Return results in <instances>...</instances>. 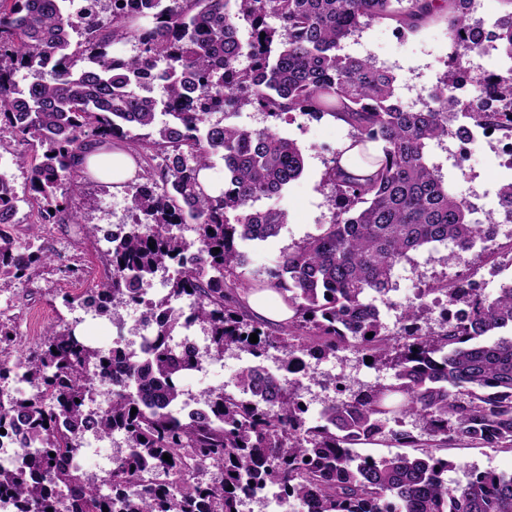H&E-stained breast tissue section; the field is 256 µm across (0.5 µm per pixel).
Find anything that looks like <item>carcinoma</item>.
Returning a JSON list of instances; mask_svg holds the SVG:
<instances>
[{
	"mask_svg": "<svg viewBox=\"0 0 512 512\" xmlns=\"http://www.w3.org/2000/svg\"><path fill=\"white\" fill-rule=\"evenodd\" d=\"M470 2L93 0L96 9L75 17L70 0H0V149L6 137L40 148L16 156L28 171L25 196L0 185V288L30 280L52 260L34 245L40 227L82 224L95 236L98 227L66 204L87 176L78 158L99 142H122L138 167L124 183L130 227L102 252L97 289L81 304L100 314L138 306L153 329L143 362L118 344L106 351L70 328L48 330L19 361L35 388L22 395L2 386L18 331L0 322V439L14 448L12 464L0 465V496L14 512H241L243 494L267 488L284 503H312L313 512H512V474L473 470L452 486L451 463L437 455L454 438L512 448V335L496 336L512 329V281L427 332L418 325L425 304L408 305L392 330L372 303L393 290V271L410 253L450 243L443 261L458 262L497 225L512 224V182L500 187L497 209L473 221V205L426 160L431 142H465L484 126L512 138V11L485 28L470 23ZM440 10L448 13L447 70L417 112L395 98L389 70L340 53L343 40L374 21L412 32ZM74 32L83 41L73 50ZM132 40L135 54H110L112 44ZM489 47L507 62L494 74H470L466 60ZM20 69L30 74L22 87L13 79ZM148 71L162 84L159 100L135 84ZM247 108L275 123L342 121L351 129L345 151L372 170L347 174L345 151H334L324 171L330 223L250 277L241 244L275 237L286 223L283 210L255 203L297 179L304 156L273 127L210 121ZM216 156L224 189L212 196L199 174ZM32 200L38 210L22 241L16 215ZM184 224L195 225L196 239L182 236ZM171 265L167 293L147 294ZM458 285L437 280L420 297L439 292L455 302ZM266 289L293 312L272 331L252 320L245 302ZM185 298L187 314L173 305ZM195 323L206 331L203 353L172 343L176 329ZM230 349L256 362L234 390L208 392L196 415L178 414L182 375ZM338 352L371 358L367 366L391 372V381L355 390L336 383L341 397L311 426L299 397L306 358ZM269 358L279 372L266 370ZM106 382L105 406L90 408ZM409 418L428 439L405 428ZM88 434L123 439L99 481L70 464ZM388 438L419 454L358 451ZM205 472L214 476L199 478Z\"/></svg>",
	"mask_w": 512,
	"mask_h": 512,
	"instance_id": "carcinoma-1",
	"label": "carcinoma"
}]
</instances>
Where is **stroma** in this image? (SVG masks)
<instances>
[{
	"label": "stroma",
	"mask_w": 512,
	"mask_h": 512,
	"mask_svg": "<svg viewBox=\"0 0 512 512\" xmlns=\"http://www.w3.org/2000/svg\"><path fill=\"white\" fill-rule=\"evenodd\" d=\"M344 51L354 56L372 57L378 65L390 70L397 78L396 94L402 105L420 108L445 69L449 52L447 14L443 11L434 14L412 33L398 32L391 20L373 23L347 40ZM277 131L301 148L304 171L275 200L287 214V221L278 235L264 242L243 244L246 269L252 273L264 271L281 251L292 248L315 234L320 225L330 222L331 188L323 181L325 163L332 152L350 138L349 126L329 116L319 120L301 116L291 124L279 123ZM429 161L444 182L454 185L462 195H477L474 217L479 221L496 208L500 186L512 180V170L504 166L502 157L485 141L474 143L472 157L464 167L454 166L444 141L432 144ZM69 206L85 214L91 223L119 224L127 215V195L124 189L111 184L91 183L83 192L70 197ZM41 242L53 253V261L40 268L29 282L0 290V318L11 320L16 326L18 342L22 345L36 341L50 327L66 324L93 346L103 350L112 348L118 328H132L131 310H119L117 316L112 317L87 311L80 303L85 283L98 280L100 276L101 253L107 247L106 242L87 237L78 224L48 225ZM447 253V246H429L413 253L410 260L395 268L394 288L387 303L379 307L387 326H394L402 307L416 300L425 283L445 280L469 269L474 274L487 275L485 293L491 296L501 284L512 280V267L504 265L501 256H488L475 250L466 254L464 263L448 265L443 261ZM250 361L247 353L236 349L227 351L223 359L205 362L202 370L186 372L180 387L188 398L225 387ZM377 376V371L352 354L311 363L299 391L308 406L309 423L317 424L322 402L335 398L331 379L344 378L346 384L354 387L374 382ZM442 455L452 464L447 473L452 485L466 483L468 472L473 468L512 472L510 449L482 448L456 440L449 442Z\"/></svg>",
	"instance_id": "35a3bbf8"
}]
</instances>
